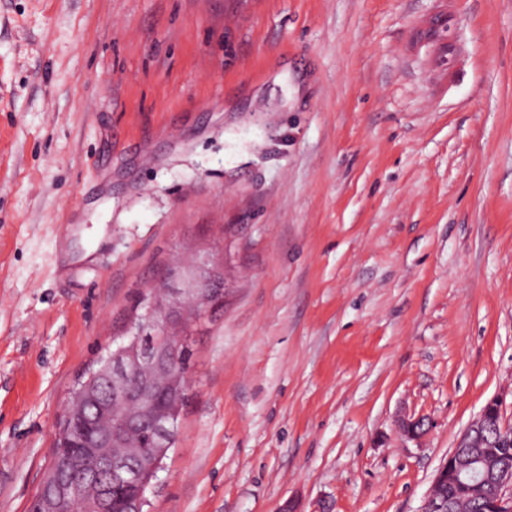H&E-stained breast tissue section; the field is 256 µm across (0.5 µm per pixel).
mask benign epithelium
<instances>
[{
	"mask_svg": "<svg viewBox=\"0 0 512 512\" xmlns=\"http://www.w3.org/2000/svg\"><path fill=\"white\" fill-rule=\"evenodd\" d=\"M210 277V269L205 265L187 266L176 275L175 285L165 300L148 298L143 314L128 330L126 340L108 352L104 363L97 365L78 383L76 394L69 400L61 418L62 429L84 423L89 403L95 404L102 414H112V403L97 398L99 388L107 382L112 386V396L133 401L144 413H154L159 427L154 451L144 454L137 448H127L123 455L112 456V448L123 441L125 431L135 424L136 416L130 414L117 420L106 433L89 435V447L73 455L67 473H60L51 465L46 468L40 491L32 500L37 505L33 512H63V505L71 495L83 499L87 512L102 509L107 487L94 477L73 480L74 476L86 472L85 463L89 456L106 466L112 482L133 488L134 512H144L147 505L145 489L163 467L170 446L169 433L177 419L176 408L159 407L155 379L160 374L165 376L164 392L170 395L180 396L190 389L188 375L174 368L173 357L182 339L186 316L184 302L190 301L200 308V312H205V289L210 287ZM144 325L153 329L150 351L140 340ZM137 377L141 378V383L134 390L132 381ZM504 402L503 394L491 397L461 432L455 447L438 467L420 512H460L464 501L479 502L486 512H512V467L505 461L506 449L490 448L485 439L488 432L502 441L512 439V426L503 419ZM399 427L409 440H417L425 432L421 418L403 419ZM450 482L457 489V496L453 498L443 494L444 487Z\"/></svg>",
	"mask_w": 512,
	"mask_h": 512,
	"instance_id": "1",
	"label": "benign epithelium"
}]
</instances>
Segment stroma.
<instances>
[{
  "label": "stroma",
  "mask_w": 512,
  "mask_h": 512,
  "mask_svg": "<svg viewBox=\"0 0 512 512\" xmlns=\"http://www.w3.org/2000/svg\"><path fill=\"white\" fill-rule=\"evenodd\" d=\"M214 260L149 512H419L512 425V0H0V512L136 292Z\"/></svg>",
  "instance_id": "obj_1"
}]
</instances>
